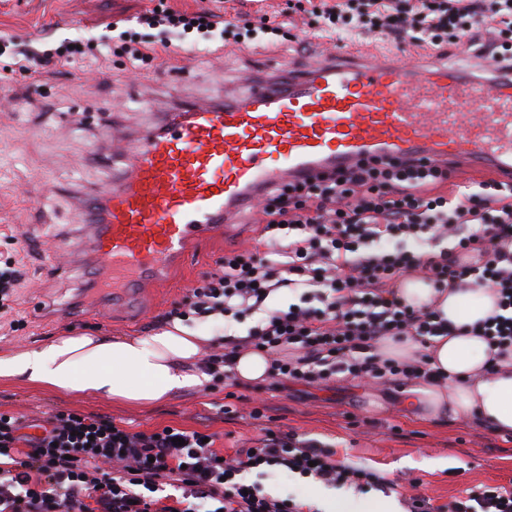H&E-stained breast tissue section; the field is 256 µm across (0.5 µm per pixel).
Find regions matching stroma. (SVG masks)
<instances>
[{"mask_svg":"<svg viewBox=\"0 0 512 512\" xmlns=\"http://www.w3.org/2000/svg\"><path fill=\"white\" fill-rule=\"evenodd\" d=\"M167 7L189 12L267 15L283 23L287 41L304 37L315 24L308 11L289 13L288 0H0V32L41 50L63 41L106 36L115 46L108 69L77 59L60 65L55 78L37 80L0 56V79L13 96L0 99V261L18 260L25 272L10 312L0 315V351L22 350L71 330L112 336H141L164 324V315L184 307L187 290L213 271L226 250L251 248L259 237L258 212L240 222L244 240L208 243L187 272L173 274L160 298L144 297L139 320L122 307L104 311L98 295L99 267L89 247L91 230L76 204L105 193L125 171L112 156L114 136L136 140L162 125L180 99L223 98L266 66L314 61L333 46L317 40L299 55L279 47L233 44L214 57L184 52L162 55L132 67L118 50L126 40H159L158 30L137 25L138 15ZM56 195L52 207L31 205L33 197ZM224 386L189 392L153 407L126 408L107 399L61 397L20 383L0 382V413L31 419L57 410L112 417L136 431L166 425L217 434V449L233 452L259 438L257 421L225 419ZM399 387L356 380L321 385L292 382L249 390L252 405L266 406L271 427L334 445L338 461L378 472L403 484L417 479L421 491L443 504L467 489L512 487V443L473 418L421 423L398 400Z\"/></svg>","mask_w":512,"mask_h":512,"instance_id":"stroma-1","label":"stroma"}]
</instances>
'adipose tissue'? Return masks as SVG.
Here are the masks:
<instances>
[{"label":"adipose tissue","instance_id":"1","mask_svg":"<svg viewBox=\"0 0 512 512\" xmlns=\"http://www.w3.org/2000/svg\"><path fill=\"white\" fill-rule=\"evenodd\" d=\"M396 294L417 308L437 303L441 317L457 329L456 335L435 338L428 349L431 368L445 375L446 383L403 392L413 418L436 422L472 416L494 433L512 434V369L485 374L483 367L494 351L483 337L468 331L497 313L495 294L481 287L439 294L416 277L399 282ZM203 343L202 336L178 320L142 336H59L42 346L0 353V381L147 407L210 382L200 366Z\"/></svg>","mask_w":512,"mask_h":512}]
</instances>
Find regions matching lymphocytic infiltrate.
I'll use <instances>...</instances> for the list:
<instances>
[{
	"instance_id": "1",
	"label": "lymphocytic infiltrate",
	"mask_w": 512,
	"mask_h": 512,
	"mask_svg": "<svg viewBox=\"0 0 512 512\" xmlns=\"http://www.w3.org/2000/svg\"><path fill=\"white\" fill-rule=\"evenodd\" d=\"M319 36L336 40L351 31L396 49L465 45L512 75V0H320ZM161 39L126 48L131 63L171 53L170 33L198 30L192 51L244 44L277 35L275 23L250 25L242 17L201 9L167 8L138 18ZM110 44L70 41L39 51L0 35V55L19 69L54 73L60 62ZM447 171L422 163L380 161L317 180L272 190L263 207L258 245L225 252L219 268L189 288L192 314L235 321L262 312L246 335H224L205 368L215 381L232 380L235 358L264 351L274 383H326L336 376L400 385L438 383L426 349L451 329L435 308L417 310L398 300L394 287L421 274L437 292L487 286L499 314L479 328L500 357L512 355V186L481 183L463 197L437 187ZM453 240V250H420L424 239ZM283 288L302 290L313 306L266 310ZM414 337L422 351L411 360L381 358L380 339ZM0 512H320L293 496L265 490L262 476L298 475L327 486L385 490L377 473L335 458L330 445L264 428L257 446L218 451L202 432L164 426L131 431L111 417L56 412L42 421L0 413ZM256 481H246L248 473ZM409 483L408 512H512V488L483 486L466 498L432 504Z\"/></svg>"
}]
</instances>
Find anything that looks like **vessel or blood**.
I'll return each mask as SVG.
<instances>
[{"instance_id":"1","label":"vessel or blood","mask_w":512,"mask_h":512,"mask_svg":"<svg viewBox=\"0 0 512 512\" xmlns=\"http://www.w3.org/2000/svg\"><path fill=\"white\" fill-rule=\"evenodd\" d=\"M123 154V177L82 207L105 210L93 252L135 315L143 289L194 264L204 242L239 234L240 212L286 183L414 158L512 184V81L488 65L477 76L438 62L420 77L339 49L270 66L233 100L178 104Z\"/></svg>"}]
</instances>
